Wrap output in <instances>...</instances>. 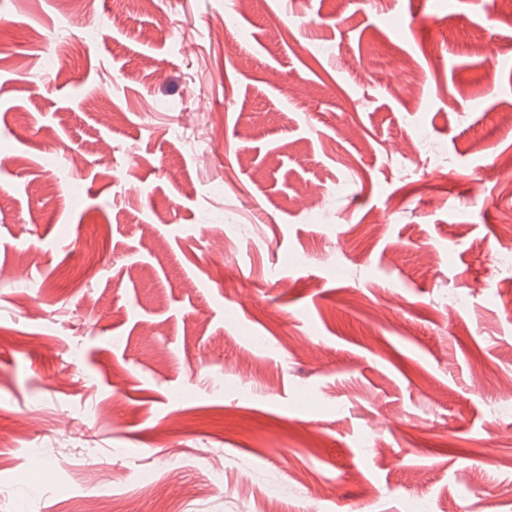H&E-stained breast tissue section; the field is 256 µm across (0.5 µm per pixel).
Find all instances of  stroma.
Returning a JSON list of instances; mask_svg holds the SVG:
<instances>
[{
    "instance_id": "1",
    "label": "stroma",
    "mask_w": 512,
    "mask_h": 512,
    "mask_svg": "<svg viewBox=\"0 0 512 512\" xmlns=\"http://www.w3.org/2000/svg\"><path fill=\"white\" fill-rule=\"evenodd\" d=\"M156 3L0 0V512H512V13Z\"/></svg>"
}]
</instances>
